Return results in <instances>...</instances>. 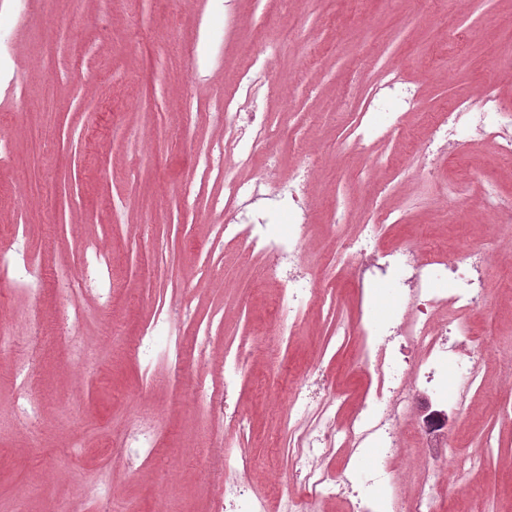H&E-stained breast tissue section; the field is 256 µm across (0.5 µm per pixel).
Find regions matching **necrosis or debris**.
Segmentation results:
<instances>
[{
	"label": "necrosis or debris",
	"mask_w": 512,
	"mask_h": 512,
	"mask_svg": "<svg viewBox=\"0 0 512 512\" xmlns=\"http://www.w3.org/2000/svg\"><path fill=\"white\" fill-rule=\"evenodd\" d=\"M270 70L265 53H255L239 87L242 104L224 103V138L231 147L225 159L232 166H249L257 146L278 139L269 113L255 106ZM382 89L398 100L400 109L380 125L371 112H360L355 147L366 149L392 138L403 113L415 107L417 93L403 76L390 78ZM463 132L491 140L501 156L512 158V108L485 91L478 93L476 103L461 102L437 114L431 139L419 150L416 164L400 169L402 179L436 180L430 156L455 150ZM313 172L305 164L284 176L272 162L263 174L224 181V244L258 257L262 276L278 282L272 330L281 338L295 336L310 307L336 295L320 270L304 265L310 224L303 197ZM479 181L480 200L459 193L457 210L488 211L496 218V228L511 226L512 198L501 196L487 176ZM280 214L288 217L284 234L274 233L270 222ZM403 221V211L374 206L356 235L340 234L335 222L327 226L336 237L334 266L350 282L357 306L355 323L338 324L336 333L360 341L354 362L373 368L375 389L362 396L340 426L339 395L324 374L317 369L301 374L287 397L288 410L300 425L291 440L298 493L276 500L251 494L245 479L251 462L243 455L236 461L237 476L224 481L220 512H310L312 504L336 496L344 498L347 512H436L437 502L461 494L460 477L478 467L476 457L456 454L450 473L426 466L413 495L396 491L392 460L414 443L427 449L429 458L440 455L436 443L448 437L445 415L463 414L483 388L476 354L489 348L488 330L468 320L486 303L483 268L489 254L475 242L452 256L430 254L404 240L387 243L389 228ZM384 282L396 285L398 292L391 311L376 319L370 305L377 285ZM420 392L436 403L422 416L417 413ZM337 448L344 449L346 461L327 471L323 462Z\"/></svg>",
	"instance_id": "obj_1"
}]
</instances>
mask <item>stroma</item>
<instances>
[{
	"mask_svg": "<svg viewBox=\"0 0 512 512\" xmlns=\"http://www.w3.org/2000/svg\"><path fill=\"white\" fill-rule=\"evenodd\" d=\"M474 31L466 42L442 39L448 26ZM295 38L282 43L280 31ZM512 47V0H0V241L20 237L43 281L39 299L0 283V512H100L92 495L105 487L122 512H214L228 463L251 461L260 494L294 491L288 441L293 417L287 392L298 374L320 364L334 386L362 390L366 372L350 374L359 349L326 347L334 320L356 313L349 284L334 318L314 309L291 341L265 338L275 286L258 259L222 249L224 176L249 178L265 169L257 148L246 168L226 169L224 99L233 95L254 53L272 61L274 88L263 101L280 124L290 104L302 114L299 137L284 145L280 172L313 162L317 176L305 198L315 216L307 262L331 260L324 232L333 207L353 233L370 204V188L390 191L383 208H404L405 238L456 253L470 237L498 251L512 230L492 229L491 215L464 218L443 204L439 187L404 184L399 162L414 160L436 112L472 99L477 87L512 102V68L496 56ZM404 68L421 89L399 134L369 153L351 150L345 98H364ZM498 177L512 198V164L492 144L461 140L438 161L444 183L473 169ZM106 252L109 289L93 283L65 298L56 279L79 272L90 249ZM485 276L502 318L480 361L490 383L468 418L448 422V445L483 456L482 470L444 512H512V264L491 261ZM187 312L178 366L135 356L133 344L175 302ZM77 308L62 323L64 308ZM212 322L208 355L197 327ZM69 329V342L59 339ZM263 336L236 395L245 430L221 447L224 345ZM26 360L29 390L41 418L14 417L13 365ZM156 429L158 451L127 465L117 443L134 415ZM497 447L485 456L483 435Z\"/></svg>",
	"mask_w": 512,
	"mask_h": 512,
	"instance_id": "obj_1",
	"label": "stroma"
}]
</instances>
